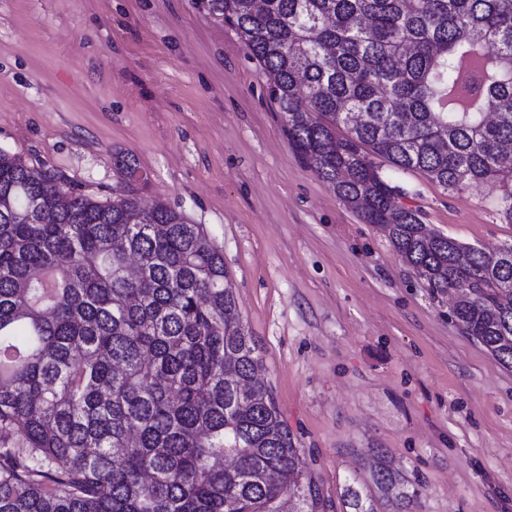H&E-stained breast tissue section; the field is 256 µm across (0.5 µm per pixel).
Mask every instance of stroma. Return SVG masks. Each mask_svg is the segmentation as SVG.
<instances>
[{"instance_id": "obj_1", "label": "stroma", "mask_w": 512, "mask_h": 512, "mask_svg": "<svg viewBox=\"0 0 512 512\" xmlns=\"http://www.w3.org/2000/svg\"><path fill=\"white\" fill-rule=\"evenodd\" d=\"M0 148L111 198L117 158L222 248L244 326L328 512L372 449L414 512H512V368L295 155L258 64L203 0H0ZM385 174L445 236L512 243L498 183Z\"/></svg>"}]
</instances>
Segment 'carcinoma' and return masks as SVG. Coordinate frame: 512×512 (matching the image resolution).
Returning <instances> with one entry per match:
<instances>
[{"label":"carcinoma","mask_w":512,"mask_h":512,"mask_svg":"<svg viewBox=\"0 0 512 512\" xmlns=\"http://www.w3.org/2000/svg\"><path fill=\"white\" fill-rule=\"evenodd\" d=\"M269 81L290 145L512 368V244L431 238L373 158L449 193L500 184L512 224V0H207ZM201 224L108 202L0 149V512H302L326 503L261 379ZM374 493L418 491L381 452Z\"/></svg>","instance_id":"1"}]
</instances>
